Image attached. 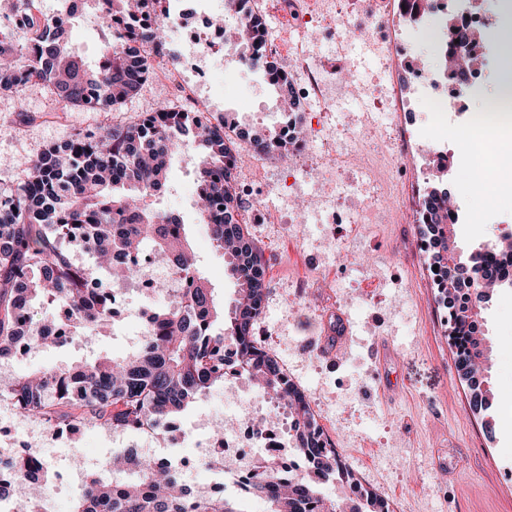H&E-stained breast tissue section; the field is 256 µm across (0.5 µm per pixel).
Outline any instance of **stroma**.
<instances>
[{"instance_id":"stroma-1","label":"stroma","mask_w":512,"mask_h":512,"mask_svg":"<svg viewBox=\"0 0 512 512\" xmlns=\"http://www.w3.org/2000/svg\"><path fill=\"white\" fill-rule=\"evenodd\" d=\"M449 10L479 12L487 21L485 69L467 95L450 94L448 85H433L409 94V132L419 144L420 169L406 184L413 204H421L430 186L432 153L447 147L455 159L445 177L460 214L456 241L467 252L512 231V196L474 189L464 174L473 161L458 154L453 136L456 115L481 110L497 89L503 48L499 31L512 18V0H447ZM112 35L93 11L76 17L67 41L88 64H96ZM407 55L417 64L439 66L447 39L443 18L429 15L415 29L399 33ZM392 45L377 38L356 39L343 49L311 47L323 69L353 81L337 94L332 116L306 113V127L321 129L331 120L357 122L369 113L372 124L354 146L358 156L395 151L399 129L392 121L383 89L396 70ZM171 99L164 85L147 82L139 94L113 112L62 108L42 84L0 95V188L16 186L27 172L21 159H31L52 144L78 133L137 123L144 113ZM200 104L214 118L232 114L241 128L277 129L283 117L280 98L263 71L246 67L235 50L224 53V69L215 73ZM196 147L183 148L174 159L167 193L155 207L174 211L184 225L196 261L208 277L217 301L232 308L234 279L224 255L198 223ZM356 160L333 162L314 152L305 158L273 161L265 173L270 202L284 218L281 224H253L249 230L267 260V309L255 333L269 353L288 368L290 378L320 413V425L337 436L355 465L363 486L389 499L395 512H435L447 498L450 512H512V486H502L503 471H512V288L494 292L482 309L492 348L491 381L498 393L497 424L486 433L471 411L468 393L457 378L444 325L437 320V290L428 259L415 247L416 225L389 222L386 206L369 210L367 201L388 196L387 187L364 178ZM170 294L128 292L126 313L110 333L91 344L64 346L17 356L9 370L25 376L101 357H122L138 342L139 312L168 304ZM343 313L350 326L349 349L339 361L321 357L313 342L324 325ZM385 338L392 355L386 366L374 364L370 346ZM395 382L398 397L385 406L379 389ZM226 409L223 387L178 415V430L162 437L146 431H113L87 427L57 433L16 411L0 398V451L12 448L17 434L28 435L51 477L76 467L98 472L105 458L126 450H150L172 459L189 454L195 440L211 439L197 421Z\"/></svg>"}]
</instances>
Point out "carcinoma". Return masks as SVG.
<instances>
[{
	"mask_svg": "<svg viewBox=\"0 0 512 512\" xmlns=\"http://www.w3.org/2000/svg\"><path fill=\"white\" fill-rule=\"evenodd\" d=\"M102 13H122L131 24L112 33L103 51L107 70H91L69 47L62 32L34 25L24 41L0 37V94L17 93L33 84L52 88L67 107L109 111L135 96L146 76L147 65L134 48L139 40L153 43L160 56L167 47L170 14L160 11L154 23L138 27L139 9L125 7L128 0H93ZM247 13L249 27L236 31L241 60L264 71L279 91L288 84L265 60L266 23L252 13L250 0H235ZM232 117L216 123L206 113L172 112L160 106L133 126H115L90 132L48 147L27 163L28 179L0 190V359L19 349L45 347L51 320L36 318L40 309L61 310L60 324L69 340L91 341L90 333L112 322V289L104 286L94 269L77 262L69 252L72 242L82 243L97 269L119 281H133L150 252L167 256L184 284L171 304L150 310L149 329L136 350L121 358L59 367L48 372L16 377L0 383L4 394L26 416L59 428L109 427L114 431H156L169 418L198 401L211 387L224 383V350L236 351L235 367L258 385L294 421V448L305 457L308 473L282 477L272 470L256 471L244 490L264 498L269 512H322L321 485L335 480L343 485L356 475L331 457L320 442L318 424L306 394L285 375L278 361L254 334L258 303L266 293L264 255L248 226L234 219L236 196L225 132ZM191 136L199 148L197 196L199 212L207 219L211 240L222 250L229 274L237 284L233 309L215 301L213 290L196 265L179 218L142 206L148 196L162 193L171 160L182 137ZM255 148L288 156V145L273 131H254ZM420 216L425 229L437 234L431 264L446 269L440 300L452 297L469 281L477 282L471 308L490 299V289L512 288V277L498 274L480 248L464 259L448 246L458 217L448 212V189L443 175L423 200ZM466 266L468 277L460 273ZM449 344L458 379L469 393L470 406L486 432L496 424V394L487 371L489 348L478 350L486 336L475 335L470 312L451 315ZM107 475L91 476L82 488L73 512H243L235 500L217 498L184 484L175 467H167L129 450L107 461ZM27 483L26 504L31 512L53 487L40 459L0 454V502L16 498L18 485ZM333 512H393L388 499L360 486L356 500L335 505Z\"/></svg>",
	"mask_w": 512,
	"mask_h": 512,
	"instance_id": "cac0c4a2",
	"label": "carcinoma"
}]
</instances>
